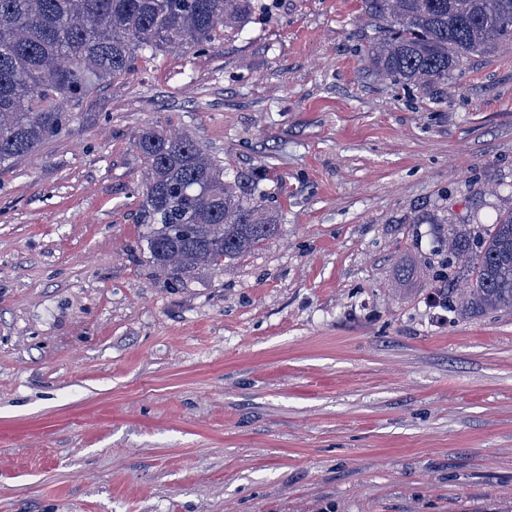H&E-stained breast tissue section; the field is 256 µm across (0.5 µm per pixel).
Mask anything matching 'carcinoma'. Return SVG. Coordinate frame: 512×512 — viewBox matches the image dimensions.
<instances>
[{
  "label": "carcinoma",
  "instance_id": "cac0c4a2",
  "mask_svg": "<svg viewBox=\"0 0 512 512\" xmlns=\"http://www.w3.org/2000/svg\"><path fill=\"white\" fill-rule=\"evenodd\" d=\"M374 35L370 76L422 90L475 56L512 45V0H361ZM264 0H0V167L58 136L91 88L133 71L145 53L200 50L269 14ZM139 210L154 267L175 283L257 247L280 228L255 174L233 173L186 135L147 128ZM471 286L443 289L467 311L512 309V209L477 248L448 226L449 269Z\"/></svg>",
  "mask_w": 512,
  "mask_h": 512
}]
</instances>
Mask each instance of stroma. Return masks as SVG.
Instances as JSON below:
<instances>
[{
  "label": "stroma",
  "instance_id": "35a3bbf8",
  "mask_svg": "<svg viewBox=\"0 0 512 512\" xmlns=\"http://www.w3.org/2000/svg\"><path fill=\"white\" fill-rule=\"evenodd\" d=\"M138 58L0 168V512H512V310L444 309L512 209V51L367 76L361 0ZM263 178L281 228L171 285L135 138Z\"/></svg>",
  "mask_w": 512,
  "mask_h": 512
}]
</instances>
